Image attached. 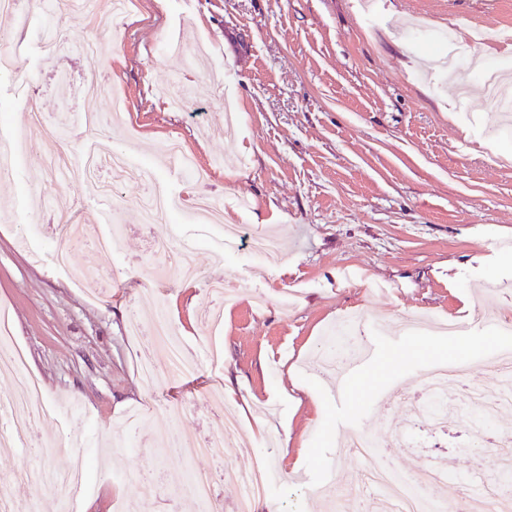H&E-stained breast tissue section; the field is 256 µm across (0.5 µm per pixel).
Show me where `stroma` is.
<instances>
[{"mask_svg": "<svg viewBox=\"0 0 512 512\" xmlns=\"http://www.w3.org/2000/svg\"><path fill=\"white\" fill-rule=\"evenodd\" d=\"M42 22L28 19L18 76L0 74V137L28 150L0 183V311L56 412L35 425L37 443L0 455L9 512L32 499L45 512H208L185 493L195 472L211 475L223 512H233L239 489L222 471L260 459L272 479L255 512H325L305 477L334 471L342 491L360 467L339 446L340 425L381 444L400 474L441 461L473 476L480 465L461 424L398 448L390 429L409 415L382 400L416 389L435 365L464 355L482 364L512 344L472 326L479 308L512 319V136L497 127L483 81H461L434 55L446 34L474 67L512 61V46L472 43L476 29L512 28V0H375L368 9L361 0H138L119 40L55 16L67 41L50 57L37 47ZM83 40L98 42L95 57L72 50ZM32 97L44 124L28 119ZM117 98L113 146L129 147L170 195L211 196L242 227L233 245L189 209L172 224L142 223L145 187L124 171L99 172L116 183L113 195L90 192L75 167L96 137L49 141L48 126L111 111ZM172 134L206 169L203 181L188 183L162 157ZM53 148L72 172L36 163ZM35 187L47 202L38 214ZM62 211L90 237L112 235V251L74 255L75 267L93 263L111 281L54 265ZM266 234L280 250L272 261L248 247ZM162 238L190 245L198 276H156L150 244ZM209 279L240 294L217 337L204 324L215 307ZM159 315L197 358L194 376L172 373L164 351L129 336L130 318L147 327ZM410 317L450 319L459 331L417 340L399 330ZM369 341L395 364L336 402L310 362ZM146 355L151 390L139 375ZM230 419L239 444L223 460L157 445L167 431L194 442L221 434ZM73 454L87 463L83 492L42 476ZM138 476L154 486L143 502Z\"/></svg>", "mask_w": 512, "mask_h": 512, "instance_id": "35a3bbf8", "label": "stroma"}]
</instances>
